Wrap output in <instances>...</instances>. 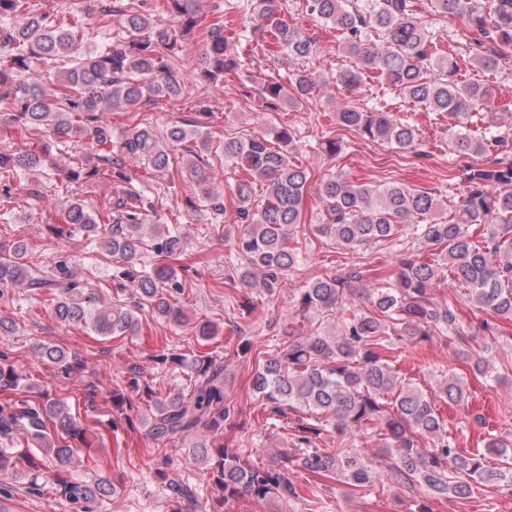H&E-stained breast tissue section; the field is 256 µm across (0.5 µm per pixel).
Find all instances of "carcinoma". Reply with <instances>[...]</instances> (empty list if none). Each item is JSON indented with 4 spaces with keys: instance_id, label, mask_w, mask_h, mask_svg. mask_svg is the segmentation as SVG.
Returning <instances> with one entry per match:
<instances>
[{
    "instance_id": "cac0c4a2",
    "label": "carcinoma",
    "mask_w": 512,
    "mask_h": 512,
    "mask_svg": "<svg viewBox=\"0 0 512 512\" xmlns=\"http://www.w3.org/2000/svg\"><path fill=\"white\" fill-rule=\"evenodd\" d=\"M174 24L163 25L153 13L131 0L121 10L111 0H93L107 27L112 18L124 36L89 48L83 46L84 29L45 16L31 15L21 25L11 17L26 9L27 0H0V108L9 112L15 135L28 140L20 153L0 152V178L28 176L53 165L52 146L40 134L60 141H87L90 167L70 170V179L96 182L111 179L127 184L133 178L126 164L140 163L156 173L171 167L172 152L184 150L192 193L186 206L207 208L211 223H224V197L213 188L204 156L212 149V133L196 121L169 127L166 140L149 125L116 133L101 120L102 112L139 109L159 99L176 101L186 87L175 74L172 58L182 41L199 23L198 0H164ZM304 13L331 25L353 66L337 73L349 89L373 73L416 106L447 114L457 130L451 147L472 159L463 169L466 191L459 202L460 219L442 221L433 216L437 199L427 191L403 184L384 187L330 176L319 187L323 209L313 235L330 238L343 249L390 242L399 224L420 217L415 235L433 257L404 254L395 261L394 279L372 289L368 306L357 308L352 296L360 290L364 268L341 275L326 274L305 282L294 297V316L283 331L278 351L257 363L250 378L267 419H289L291 440L278 450L273 462L258 463L252 455L224 440V428L237 426L238 409L225 394L224 362L199 351L192 355L161 351L156 364L183 372L188 384L160 398L151 387L140 390V371L128 369L129 385L143 393L148 403L145 424L157 446L185 443L201 434L203 440L188 449L186 460L202 465L206 486L214 491L212 512H224L231 501L288 502L300 498L292 479L293 468L331 478L351 489L370 494L379 480L378 453L387 460L390 479L408 488L425 487L432 495L471 498L475 490L503 481L512 484V444L489 433L483 448L465 451L448 431L433 399L402 379L393 368L404 354L402 342L411 345L444 334L461 337L456 312L434 301L432 291L441 275L465 288L468 298L490 320L487 336L495 335L497 321H512V157L507 154L508 134L494 132V121H485L492 104L490 86L462 80L452 57H436L433 35L415 11L412 0H302ZM432 11L459 19L463 31L476 35L473 45L488 39L512 46V0H429ZM241 10L252 25L241 52L233 37L224 36V22L211 24L203 40L198 82L214 85L224 74L252 64V53L270 44L289 58L306 61L317 51L315 38L288 23L280 0H224L223 13ZM375 33L381 44L370 43ZM72 60L46 82H29L25 74L40 60ZM315 83L306 70H295L288 82L269 76L259 88L266 108L277 111L283 99L294 103L314 96ZM339 125L397 149H410L416 129L383 110H366L357 104L336 113ZM293 128L282 123L268 133L246 139L218 141L224 158L244 176L234 191L242 203L236 213L241 223L234 250L238 265L232 267L241 284L259 287L272 297L288 272L300 267L301 252L292 244L302 224L301 204L310 179L307 168L294 164L287 147ZM265 187L262 204L250 206L254 184ZM157 213L152 199L134 189L113 195L105 215L92 213L77 199L64 212L58 235L71 226L94 235L112 256L122 262V287L135 290L156 316L174 324L187 322L177 296L185 290L171 260L184 254L181 236L164 224H146L148 213ZM482 227L479 236L469 227ZM152 230L150 256L141 257L145 230ZM64 282L49 281L32 272L21 245L0 243V287L23 285L49 294L57 318L82 326L98 336H134L141 330L136 315L140 305H101L85 294L80 281L59 267ZM336 318L334 329L316 327L319 319ZM42 355L69 376L80 372L83 361L56 346H42ZM472 371L498 379L481 353L462 350ZM25 377L8 361H0V390L21 386ZM453 406L465 401V386L451 375L439 390ZM112 411L131 420L139 406L121 389L103 392ZM325 433L336 435V447L320 448ZM87 429L63 401L44 393L38 402L18 399L0 405V474L24 468L33 479L50 471L60 496L71 501L109 497L116 485L100 482L88 488L71 473L73 448L67 440L87 441ZM374 438L377 447L367 448ZM163 453L154 476L174 512L197 502L200 485L190 480L174 482Z\"/></svg>"
}]
</instances>
